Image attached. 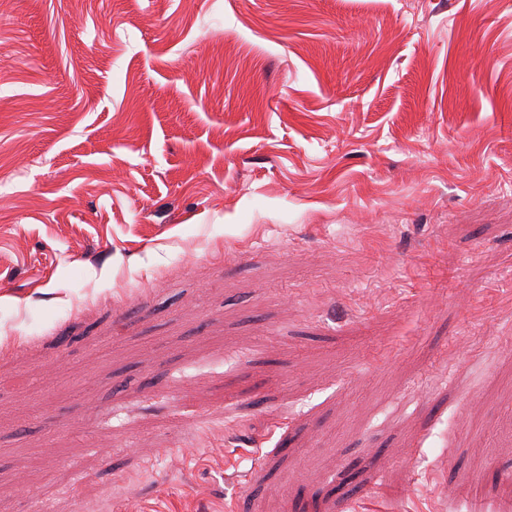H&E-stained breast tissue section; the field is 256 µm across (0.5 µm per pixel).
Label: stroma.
<instances>
[{"mask_svg":"<svg viewBox=\"0 0 512 512\" xmlns=\"http://www.w3.org/2000/svg\"><path fill=\"white\" fill-rule=\"evenodd\" d=\"M0 71V512H512V0H0Z\"/></svg>","mask_w":512,"mask_h":512,"instance_id":"1","label":"stroma"}]
</instances>
